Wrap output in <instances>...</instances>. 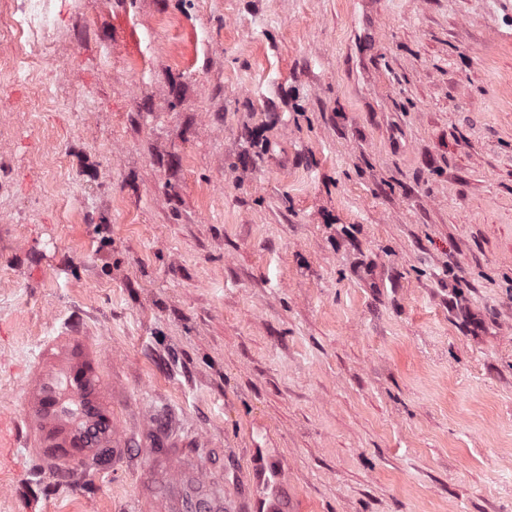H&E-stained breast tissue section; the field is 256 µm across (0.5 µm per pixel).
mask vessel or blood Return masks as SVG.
Instances as JSON below:
<instances>
[{
    "label": "vessel or blood",
    "mask_w": 512,
    "mask_h": 512,
    "mask_svg": "<svg viewBox=\"0 0 512 512\" xmlns=\"http://www.w3.org/2000/svg\"><path fill=\"white\" fill-rule=\"evenodd\" d=\"M111 370L94 337L68 327L44 339L22 378L20 416L0 415V450L26 448L40 472L78 488L128 466L140 449L150 459L141 475L149 490L133 512H291L278 463L257 464L248 478L234 475L228 496L223 475L191 460L188 451L200 442L181 436L175 418L149 412L127 433Z\"/></svg>",
    "instance_id": "1"
}]
</instances>
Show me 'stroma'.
Segmentation results:
<instances>
[{
	"label": "stroma",
	"mask_w": 512,
	"mask_h": 512,
	"mask_svg": "<svg viewBox=\"0 0 512 512\" xmlns=\"http://www.w3.org/2000/svg\"><path fill=\"white\" fill-rule=\"evenodd\" d=\"M52 9L42 60L0 16V414L74 325L296 512H512V0ZM136 493L0 467V512Z\"/></svg>",
	"instance_id": "1"
}]
</instances>
